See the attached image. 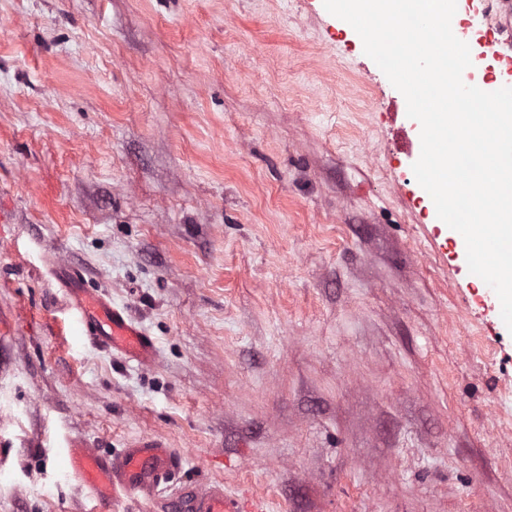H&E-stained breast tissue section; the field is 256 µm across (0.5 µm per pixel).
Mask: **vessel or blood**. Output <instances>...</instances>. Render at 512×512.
<instances>
[{
    "instance_id": "vessel-or-blood-1",
    "label": "vessel or blood",
    "mask_w": 512,
    "mask_h": 512,
    "mask_svg": "<svg viewBox=\"0 0 512 512\" xmlns=\"http://www.w3.org/2000/svg\"><path fill=\"white\" fill-rule=\"evenodd\" d=\"M60 274L69 285L77 322L94 344L141 364L155 360L152 340L125 308L112 303L105 294L85 292L78 270L64 267ZM67 458L71 472L98 503L139 497L153 500L161 487L174 481L181 461L173 449L151 440L133 442L121 454L111 457L73 441L67 446ZM178 508L180 512H264L262 503L245 505L225 493L220 483L184 491Z\"/></svg>"
}]
</instances>
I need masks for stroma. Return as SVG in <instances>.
I'll return each mask as SVG.
<instances>
[{"label": "stroma", "instance_id": "stroma-1", "mask_svg": "<svg viewBox=\"0 0 512 512\" xmlns=\"http://www.w3.org/2000/svg\"><path fill=\"white\" fill-rule=\"evenodd\" d=\"M512 56V0H472ZM401 93L323 0H0V512H93L64 449L180 451L162 501L512 512V333L437 224ZM74 266L153 338L82 336ZM178 509L182 512H264L261 502L245 506L237 497L224 492L221 483L209 484L204 489L184 491Z\"/></svg>", "mask_w": 512, "mask_h": 512}]
</instances>
